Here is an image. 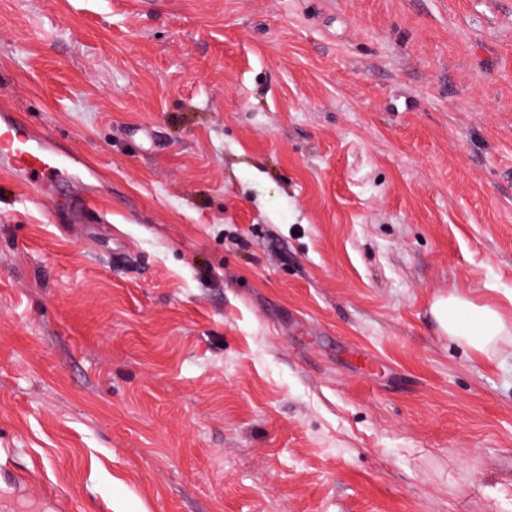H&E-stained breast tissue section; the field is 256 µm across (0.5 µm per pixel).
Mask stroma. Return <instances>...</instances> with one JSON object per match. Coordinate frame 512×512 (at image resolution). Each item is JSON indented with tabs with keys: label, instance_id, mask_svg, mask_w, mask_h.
I'll use <instances>...</instances> for the list:
<instances>
[{
	"label": "stroma",
	"instance_id": "1",
	"mask_svg": "<svg viewBox=\"0 0 512 512\" xmlns=\"http://www.w3.org/2000/svg\"><path fill=\"white\" fill-rule=\"evenodd\" d=\"M0 470L70 512H512V0H0ZM98 204L75 205L83 189ZM0 112V170L24 181L23 186L30 191V199L38 202L51 200L53 189L50 181L41 178L50 174L53 164L61 163L60 154L69 157V168L80 167L96 178L101 176L92 159L65 150L50 129L36 133L15 110L1 106ZM431 312L441 334L488 360L498 354L499 345L512 335L511 323L495 306L479 304L456 290L436 295Z\"/></svg>",
	"mask_w": 512,
	"mask_h": 512
}]
</instances>
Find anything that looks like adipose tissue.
<instances>
[{"instance_id": "obj_1", "label": "adipose tissue", "mask_w": 512, "mask_h": 512, "mask_svg": "<svg viewBox=\"0 0 512 512\" xmlns=\"http://www.w3.org/2000/svg\"><path fill=\"white\" fill-rule=\"evenodd\" d=\"M431 312L441 334L488 359L494 358L500 344L512 335V323L495 306L477 303L455 290L436 295Z\"/></svg>"}]
</instances>
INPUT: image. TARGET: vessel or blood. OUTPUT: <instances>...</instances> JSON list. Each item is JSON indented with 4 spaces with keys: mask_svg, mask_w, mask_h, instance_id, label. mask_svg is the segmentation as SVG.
<instances>
[{
    "mask_svg": "<svg viewBox=\"0 0 512 512\" xmlns=\"http://www.w3.org/2000/svg\"><path fill=\"white\" fill-rule=\"evenodd\" d=\"M64 153L51 130L33 131L20 113L5 106L0 108V171L23 181L30 199L50 200L53 189L45 177ZM68 156L71 166L99 176V167L92 159L75 152Z\"/></svg>",
    "mask_w": 512,
    "mask_h": 512,
    "instance_id": "vessel-or-blood-1",
    "label": "vessel or blood"
}]
</instances>
